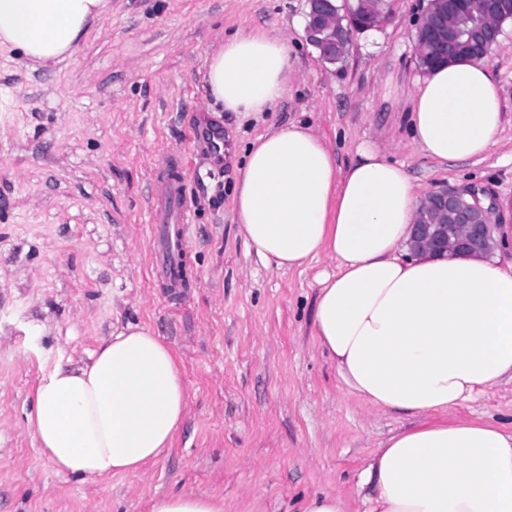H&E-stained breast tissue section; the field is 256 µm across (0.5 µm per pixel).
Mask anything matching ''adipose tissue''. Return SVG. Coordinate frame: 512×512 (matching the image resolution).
<instances>
[{
    "instance_id": "1",
    "label": "adipose tissue",
    "mask_w": 512,
    "mask_h": 512,
    "mask_svg": "<svg viewBox=\"0 0 512 512\" xmlns=\"http://www.w3.org/2000/svg\"><path fill=\"white\" fill-rule=\"evenodd\" d=\"M109 0H0V47L44 67L69 60ZM294 59L264 31L225 38L207 85L228 112H267ZM409 134L440 162L498 148L502 96L485 60L429 69ZM422 192L403 164L361 143L339 167L310 126L258 136L233 205L248 247L280 270L321 257L313 328L346 389L373 410L448 412L512 381V270L497 254L434 257L407 245ZM184 375L151 330L127 325L88 362H56L35 388L29 427L58 474L83 483L140 475L169 448L188 407ZM365 512H512V431L471 420L391 435L362 474Z\"/></svg>"
}]
</instances>
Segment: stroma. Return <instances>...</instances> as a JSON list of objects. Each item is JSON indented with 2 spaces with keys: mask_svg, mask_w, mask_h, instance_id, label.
<instances>
[{
  "mask_svg": "<svg viewBox=\"0 0 512 512\" xmlns=\"http://www.w3.org/2000/svg\"><path fill=\"white\" fill-rule=\"evenodd\" d=\"M427 4L385 0L386 20L355 34L337 64L306 41L305 0H110L71 60L49 68L0 50V512H149L153 497L181 491L214 497L224 512H300L331 492L362 512V470L418 420L347 392L312 326L316 278L335 262L267 266L239 231L232 195L250 142L303 121L339 165L373 143L422 191L485 189L496 221L512 225V21L487 56L502 147L438 162L404 122L424 74L415 34ZM254 30L287 37L289 93L269 112L216 111L208 59L226 36ZM203 122L222 128V156L198 138ZM173 155L195 201L184 288L156 284L148 223L154 176ZM129 323L174 352L185 419L139 476H58L27 422L38 379ZM442 419L511 431L512 383Z\"/></svg>",
  "mask_w": 512,
  "mask_h": 512,
  "instance_id": "1",
  "label": "stroma"
}]
</instances>
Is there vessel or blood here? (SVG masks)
<instances>
[{
	"instance_id": "obj_1",
	"label": "vessel or blood",
	"mask_w": 512,
	"mask_h": 512,
	"mask_svg": "<svg viewBox=\"0 0 512 512\" xmlns=\"http://www.w3.org/2000/svg\"><path fill=\"white\" fill-rule=\"evenodd\" d=\"M182 168V157L170 156L154 182L149 213L154 276L169 288L187 283L179 270L185 265L189 246L192 199L186 192Z\"/></svg>"
}]
</instances>
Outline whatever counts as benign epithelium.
I'll list each match as a JSON object with an SVG mask.
<instances>
[{"label": "benign epithelium", "mask_w": 512, "mask_h": 512, "mask_svg": "<svg viewBox=\"0 0 512 512\" xmlns=\"http://www.w3.org/2000/svg\"><path fill=\"white\" fill-rule=\"evenodd\" d=\"M483 17L482 40L476 44L473 58L487 55L497 42L500 29L496 17L512 8V0H475ZM306 40L319 51L323 60L334 63L336 55L346 51L354 33L373 29L381 24L375 15L349 17L342 23L332 0H306ZM455 11L448 9L447 0H429L425 13L416 27V44L425 41L452 59L458 50L453 24ZM485 192L472 186L444 185L427 192L411 225L409 247L429 254L458 252L469 256L483 253L491 238L492 214L495 201L483 205Z\"/></svg>", "instance_id": "7a95c632"}]
</instances>
